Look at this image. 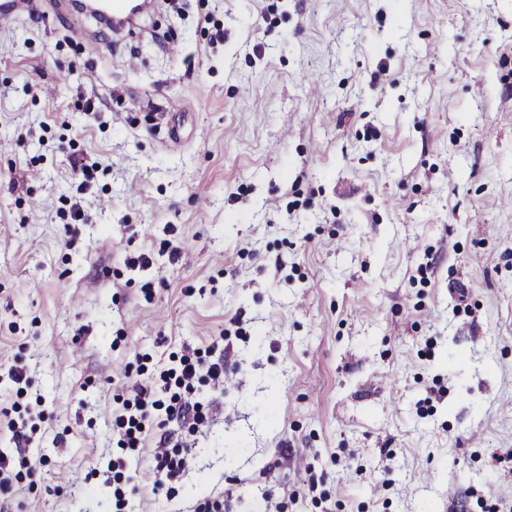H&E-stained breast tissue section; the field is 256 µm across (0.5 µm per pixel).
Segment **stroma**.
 <instances>
[{
  "label": "stroma",
  "mask_w": 512,
  "mask_h": 512,
  "mask_svg": "<svg viewBox=\"0 0 512 512\" xmlns=\"http://www.w3.org/2000/svg\"><path fill=\"white\" fill-rule=\"evenodd\" d=\"M0 456L5 512H512V0L0 24ZM160 400L156 399L153 388L149 384H141L136 389L133 406L136 415H131L126 423L124 420L116 421V427L124 430V436L128 438V443L131 447H138V437L134 435L133 429L140 433L141 424L143 421L151 417L154 410H158ZM127 426V427H126Z\"/></svg>",
  "instance_id": "obj_1"
}]
</instances>
